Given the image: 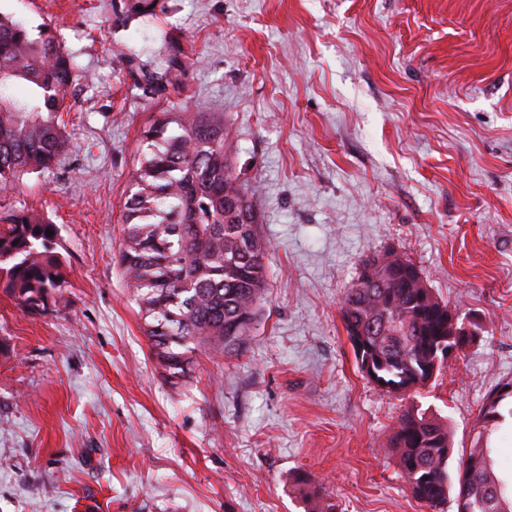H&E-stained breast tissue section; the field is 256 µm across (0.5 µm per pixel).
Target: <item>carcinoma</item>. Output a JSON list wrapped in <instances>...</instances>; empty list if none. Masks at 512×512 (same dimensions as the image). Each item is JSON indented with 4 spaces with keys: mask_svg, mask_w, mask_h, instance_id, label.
<instances>
[{
    "mask_svg": "<svg viewBox=\"0 0 512 512\" xmlns=\"http://www.w3.org/2000/svg\"><path fill=\"white\" fill-rule=\"evenodd\" d=\"M157 0H130L127 11L148 16ZM179 48L167 65L133 82L136 96L153 100L168 91L172 75H187ZM76 77L50 26L38 36L0 12V197L20 177L56 169L69 141L56 115L64 111ZM23 82L29 94L6 93ZM222 112H163L143 131L147 144L130 178L115 265L126 279L145 322V335L162 376L173 388L186 384L196 355H238L268 291V242L248 180L230 150ZM53 235H47V231ZM60 229L35 215L12 213L0 225V289L29 315L44 312L65 287L56 252ZM379 283H350L341 312L361 372L390 391L425 386L444 367L448 304L417 287L418 268L387 251L368 260ZM512 382L485 397L457 489V512H512V482L497 471L491 436L512 417ZM508 413H503V410ZM395 463L412 497L436 512L452 485L453 444L448 422L416 405L398 416L390 435ZM307 512H338L330 494L308 473L297 477Z\"/></svg>",
    "mask_w": 512,
    "mask_h": 512,
    "instance_id": "1",
    "label": "carcinoma"
}]
</instances>
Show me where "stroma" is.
I'll return each instance as SVG.
<instances>
[{
  "instance_id": "1",
  "label": "stroma",
  "mask_w": 512,
  "mask_h": 512,
  "mask_svg": "<svg viewBox=\"0 0 512 512\" xmlns=\"http://www.w3.org/2000/svg\"><path fill=\"white\" fill-rule=\"evenodd\" d=\"M123 3L0 0L80 75L61 166L0 199L59 225L68 280L39 316L0 291V512H305L300 472L339 512H428L389 447L401 410L445 417L458 459L512 380V0ZM169 40L184 86L139 99ZM186 108L223 113L272 279L247 349L173 391L112 256L142 128ZM387 250L485 328L403 396L360 372L341 314Z\"/></svg>"
}]
</instances>
